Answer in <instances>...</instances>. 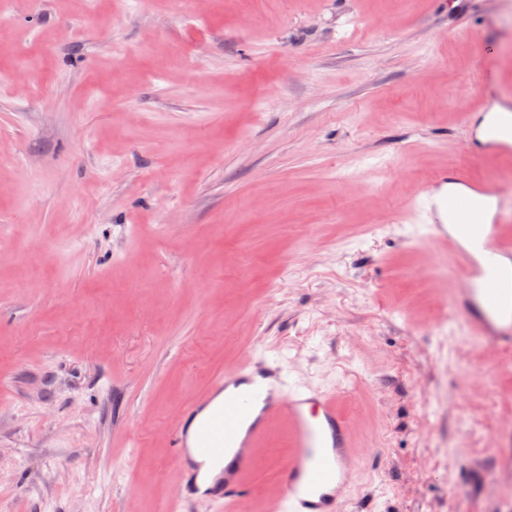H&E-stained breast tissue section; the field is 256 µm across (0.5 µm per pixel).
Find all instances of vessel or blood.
Listing matches in <instances>:
<instances>
[{
	"label": "vessel or blood",
	"instance_id": "b4317fda",
	"mask_svg": "<svg viewBox=\"0 0 512 512\" xmlns=\"http://www.w3.org/2000/svg\"><path fill=\"white\" fill-rule=\"evenodd\" d=\"M453 181L458 192L444 197L427 193L413 203L412 213L428 226L426 242L450 247L466 273L469 286L462 300L472 333L494 348L511 349L512 276L489 271L483 263L484 256L508 250L500 237L502 220L479 217L474 198L487 194L484 184L459 175ZM241 381L250 384V391L225 400L199 428L203 452L233 451L234 469L223 483L203 490L196 472L184 467V497L228 501L242 492V476L256 465L255 440L272 416L285 414L296 426L298 451L281 476L278 512H338L340 493L353 470V448L350 423L334 397L289 388L279 366L245 364L225 372L221 383Z\"/></svg>",
	"mask_w": 512,
	"mask_h": 512
}]
</instances>
